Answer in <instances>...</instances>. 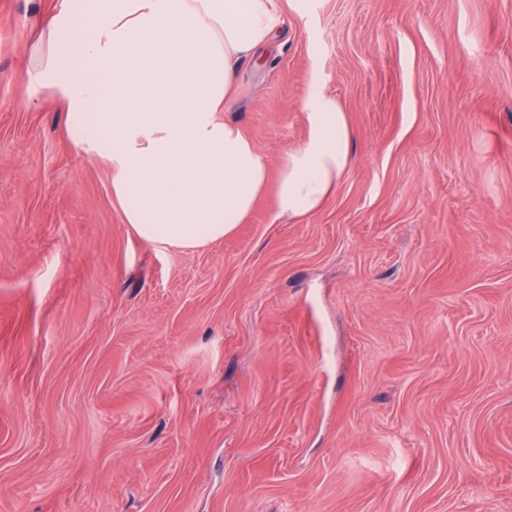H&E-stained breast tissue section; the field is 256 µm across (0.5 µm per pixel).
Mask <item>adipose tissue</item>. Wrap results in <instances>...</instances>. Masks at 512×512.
<instances>
[{"instance_id":"adipose-tissue-1","label":"adipose tissue","mask_w":512,"mask_h":512,"mask_svg":"<svg viewBox=\"0 0 512 512\" xmlns=\"http://www.w3.org/2000/svg\"><path fill=\"white\" fill-rule=\"evenodd\" d=\"M39 28L29 100L55 102L72 145L106 164L124 223L157 247L223 240L272 179L278 216L315 213L352 161L347 114L324 94L275 172L225 118L240 67L274 39L266 0H56Z\"/></svg>"}]
</instances>
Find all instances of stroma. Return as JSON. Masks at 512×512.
<instances>
[{
  "mask_svg": "<svg viewBox=\"0 0 512 512\" xmlns=\"http://www.w3.org/2000/svg\"><path fill=\"white\" fill-rule=\"evenodd\" d=\"M52 2L0 0V512H512V0H268L227 112L275 169L320 91L354 159L195 250L29 103Z\"/></svg>",
  "mask_w": 512,
  "mask_h": 512,
  "instance_id": "35a3bbf8",
  "label": "stroma"
}]
</instances>
